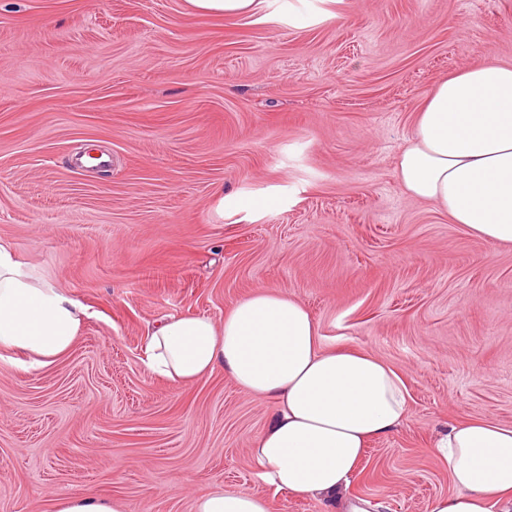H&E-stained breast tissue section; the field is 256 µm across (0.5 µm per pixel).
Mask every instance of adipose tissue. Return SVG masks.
Instances as JSON below:
<instances>
[{"instance_id": "ef3b65f1", "label": "adipose tissue", "mask_w": 512, "mask_h": 512, "mask_svg": "<svg viewBox=\"0 0 512 512\" xmlns=\"http://www.w3.org/2000/svg\"><path fill=\"white\" fill-rule=\"evenodd\" d=\"M396 177L410 197L494 245L512 246V64L481 61L440 81L416 114ZM88 309L40 278L0 242V352L32 367L73 346ZM145 372L175 384L224 370L272 402L250 450L257 479L275 490L335 500L365 449L409 414L398 372L364 349L325 347L319 325L288 295L258 291L225 311L168 316L143 346ZM434 453L454 488L432 512H512V424L458 421ZM194 512H269L265 497L216 490Z\"/></svg>"}]
</instances>
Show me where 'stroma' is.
<instances>
[{
	"instance_id": "stroma-1",
	"label": "stroma",
	"mask_w": 512,
	"mask_h": 512,
	"mask_svg": "<svg viewBox=\"0 0 512 512\" xmlns=\"http://www.w3.org/2000/svg\"><path fill=\"white\" fill-rule=\"evenodd\" d=\"M482 59L512 62V0H260L236 18L0 0V239L89 309L52 366L0 362V512H53L63 492L126 512H192L219 488L270 512L451 494L440 430L512 424V247L406 195L395 164L429 91ZM260 289L408 388L407 420L336 502L256 478L271 404L220 371L143 369L155 322L219 319Z\"/></svg>"
}]
</instances>
